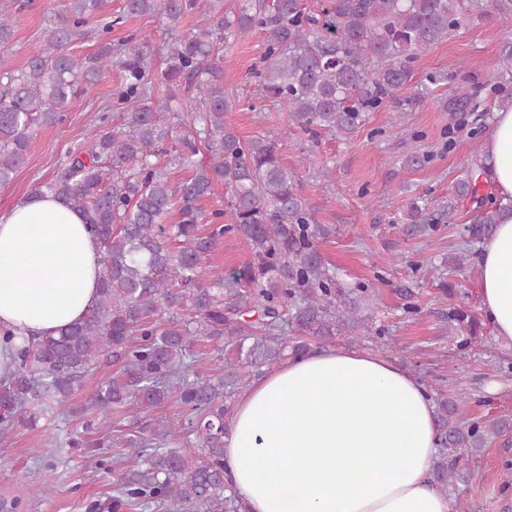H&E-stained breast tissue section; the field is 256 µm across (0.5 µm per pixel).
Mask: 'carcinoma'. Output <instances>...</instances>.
I'll return each instance as SVG.
<instances>
[{"label": "carcinoma", "instance_id": "1", "mask_svg": "<svg viewBox=\"0 0 512 512\" xmlns=\"http://www.w3.org/2000/svg\"><path fill=\"white\" fill-rule=\"evenodd\" d=\"M106 5L57 0L41 48L20 70L0 72L1 187L26 164L34 128L63 122L70 101L91 91L112 66L110 42L83 59L68 49L87 16ZM196 12L208 24L180 33L182 19ZM153 14L172 36L163 93L154 94L148 81L144 45L125 43L122 79L112 93L120 111L94 116L104 126L98 139L35 189L65 199L86 217L100 242V286L83 320L15 348V369L0 380V438L37 426L109 360L119 368L74 408L103 411L98 429L110 428L111 412L146 414L171 399L187 414L179 426L154 418L147 429L112 442L138 464L120 470L108 512H224L226 389L246 391L263 370L305 354L312 340L332 343L357 328L369 335L355 316L362 291L337 288L317 247L331 228L315 222L276 140L242 139L224 120L232 108L224 91V42L263 31L260 96L313 136L347 137L387 98L408 89L421 52L462 28L511 22L512 0H325L317 12L303 0H238L230 14L223 0H124L122 13L107 18L103 31ZM506 75L512 79V42L490 76L499 102L511 107L512 89L501 85ZM183 92L194 93L195 110L171 111ZM479 93L459 88L458 109L472 106ZM202 149L208 161L173 181L169 166ZM479 180L477 170H468L446 206L410 198L401 223L426 232L453 220L458 203L468 202L477 211L469 237L485 239L500 207L479 193ZM219 183L230 191V223L205 234L196 203ZM174 209L179 222L164 223ZM228 233L246 243L250 260L227 275L218 266L202 267ZM227 279L236 285L228 294ZM204 339L222 343L224 373L217 377L195 364L193 347ZM464 399L461 393L438 399L434 474L444 493L464 480L468 458L512 430V419H457Z\"/></svg>", "mask_w": 512, "mask_h": 512}]
</instances>
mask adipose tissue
I'll return each instance as SVG.
<instances>
[{
    "label": "adipose tissue",
    "instance_id": "ef3b65f1",
    "mask_svg": "<svg viewBox=\"0 0 512 512\" xmlns=\"http://www.w3.org/2000/svg\"><path fill=\"white\" fill-rule=\"evenodd\" d=\"M506 210L482 244V309L512 347V109L478 159ZM100 245L63 199L0 210V330L54 336L95 306ZM224 474L244 512H455L436 486L433 399L396 361L336 348L253 381L227 420Z\"/></svg>",
    "mask_w": 512,
    "mask_h": 512
}]
</instances>
